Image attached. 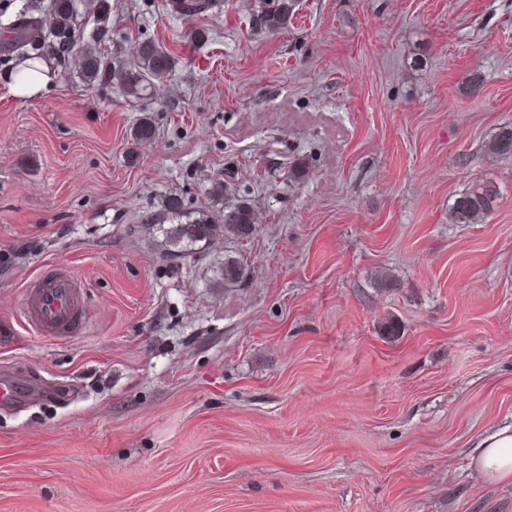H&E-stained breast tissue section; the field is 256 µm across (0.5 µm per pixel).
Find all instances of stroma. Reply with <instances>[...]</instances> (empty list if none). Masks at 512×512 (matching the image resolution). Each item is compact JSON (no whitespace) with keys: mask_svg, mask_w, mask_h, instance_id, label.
Masks as SVG:
<instances>
[{"mask_svg":"<svg viewBox=\"0 0 512 512\" xmlns=\"http://www.w3.org/2000/svg\"><path fill=\"white\" fill-rule=\"evenodd\" d=\"M251 3L194 40L112 0L114 65L132 31L177 60L137 99L73 55L13 99L0 53V372L29 386L0 406V512H512L472 465L512 422V158L483 148L512 125V0H298L260 36ZM217 174L249 238L163 262L130 234L171 195L213 209ZM483 178L493 214L450 223ZM49 262L83 285L64 341L19 322Z\"/></svg>","mask_w":512,"mask_h":512,"instance_id":"obj_1","label":"stroma"}]
</instances>
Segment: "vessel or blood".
Here are the masks:
<instances>
[{"instance_id":"vessel-or-blood-1","label":"vessel or blood","mask_w":512,"mask_h":512,"mask_svg":"<svg viewBox=\"0 0 512 512\" xmlns=\"http://www.w3.org/2000/svg\"><path fill=\"white\" fill-rule=\"evenodd\" d=\"M23 321L37 335L66 338L81 325L80 283L69 267L57 264L33 276L26 284ZM27 390L12 376L0 375V403L17 404Z\"/></svg>"}]
</instances>
